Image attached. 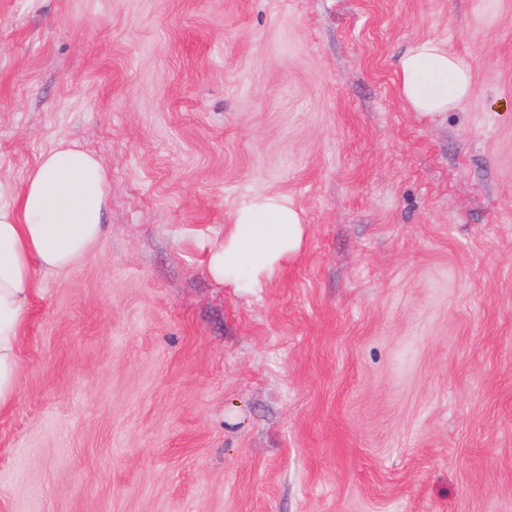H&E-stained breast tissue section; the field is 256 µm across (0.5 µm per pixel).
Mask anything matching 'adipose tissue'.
I'll return each mask as SVG.
<instances>
[{"mask_svg":"<svg viewBox=\"0 0 512 512\" xmlns=\"http://www.w3.org/2000/svg\"><path fill=\"white\" fill-rule=\"evenodd\" d=\"M398 76L416 112L452 111L472 93L469 64L431 40L401 55ZM108 186L100 160L65 140L42 153L23 187L0 179V410L16 401L34 270L65 271L103 238ZM304 231L287 197L248 198L223 236L209 241L207 271L237 289L260 287L299 252Z\"/></svg>","mask_w":512,"mask_h":512,"instance_id":"obj_1","label":"adipose tissue"}]
</instances>
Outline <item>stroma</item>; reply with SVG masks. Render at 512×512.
Segmentation results:
<instances>
[{
  "label": "stroma",
  "instance_id": "obj_1",
  "mask_svg": "<svg viewBox=\"0 0 512 512\" xmlns=\"http://www.w3.org/2000/svg\"><path fill=\"white\" fill-rule=\"evenodd\" d=\"M62 138L109 230L34 273L0 512H512V0H0V178ZM271 194L300 251L215 282ZM398 76L400 93L414 112H450L472 93L469 64L431 40L401 55ZM304 225L282 195L248 198L224 235L208 242V274L237 289L259 288L295 256L302 245Z\"/></svg>",
  "mask_w": 512,
  "mask_h": 512
}]
</instances>
